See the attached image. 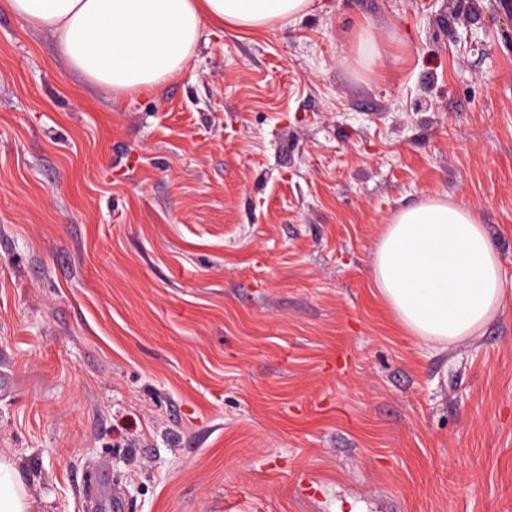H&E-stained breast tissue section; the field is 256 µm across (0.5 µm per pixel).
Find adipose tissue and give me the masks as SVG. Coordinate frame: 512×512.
<instances>
[{"mask_svg":"<svg viewBox=\"0 0 512 512\" xmlns=\"http://www.w3.org/2000/svg\"><path fill=\"white\" fill-rule=\"evenodd\" d=\"M313 0H8L50 30L70 67L120 94L180 77L208 27L244 31L302 19ZM373 282L400 324L441 344L475 335L505 306L498 255L473 210L439 196L398 211L375 251Z\"/></svg>","mask_w":512,"mask_h":512,"instance_id":"obj_1","label":"adipose tissue"}]
</instances>
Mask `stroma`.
I'll return each mask as SVG.
<instances>
[{
    "instance_id": "stroma-1",
    "label": "stroma",
    "mask_w": 512,
    "mask_h": 512,
    "mask_svg": "<svg viewBox=\"0 0 512 512\" xmlns=\"http://www.w3.org/2000/svg\"><path fill=\"white\" fill-rule=\"evenodd\" d=\"M315 4L118 96L0 0V454L30 512H92L98 464L128 512H512V0ZM434 195L508 299L446 348L371 275Z\"/></svg>"
}]
</instances>
